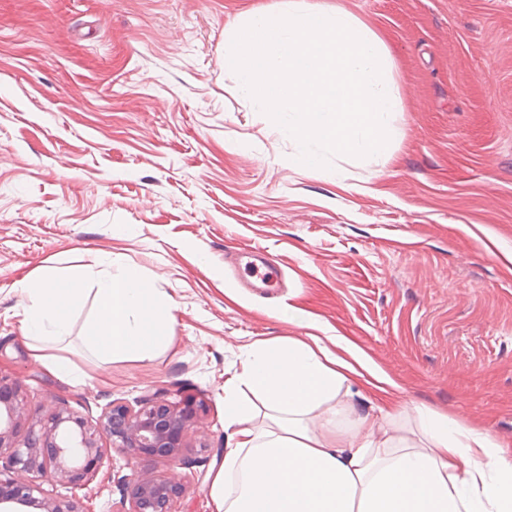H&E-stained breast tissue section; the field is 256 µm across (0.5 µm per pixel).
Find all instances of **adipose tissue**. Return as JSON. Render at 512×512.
I'll list each match as a JSON object with an SVG mask.
<instances>
[{
  "mask_svg": "<svg viewBox=\"0 0 512 512\" xmlns=\"http://www.w3.org/2000/svg\"><path fill=\"white\" fill-rule=\"evenodd\" d=\"M15 319L31 358L49 374H72L56 345L69 336L87 294L95 309L84 340L96 354L145 361L173 340V304L134 269L98 278L35 274L18 280ZM285 317L306 335L246 345L224 382V457L211 474L213 512H512V455L488 432L418 406L388 402L378 415L339 395L371 376L390 378L344 337L311 334L309 316ZM383 438H376V429Z\"/></svg>",
  "mask_w": 512,
  "mask_h": 512,
  "instance_id": "1",
  "label": "adipose tissue"
}]
</instances>
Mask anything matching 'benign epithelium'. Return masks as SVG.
Segmentation results:
<instances>
[{"label": "benign epithelium", "mask_w": 512, "mask_h": 512, "mask_svg": "<svg viewBox=\"0 0 512 512\" xmlns=\"http://www.w3.org/2000/svg\"><path fill=\"white\" fill-rule=\"evenodd\" d=\"M201 411L192 398L148 397L137 409L110 403L95 420L64 403L35 420L17 388L0 377V512H90L81 500L63 499L52 488L91 483L114 450L129 462L200 464L182 457V448ZM118 483L125 490V512H174L186 492L184 485L146 469L121 476Z\"/></svg>", "instance_id": "7a95c632"}]
</instances>
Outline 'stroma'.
<instances>
[{
  "mask_svg": "<svg viewBox=\"0 0 512 512\" xmlns=\"http://www.w3.org/2000/svg\"><path fill=\"white\" fill-rule=\"evenodd\" d=\"M267 2L0 0V376L35 418L202 401L183 451L198 466L151 464L185 485L175 512H212L224 372L254 339L305 335L279 317L291 306L366 352L396 400L512 450V0H327L380 36L402 98L391 154L332 158L340 179L289 167L293 142L224 71L225 30ZM248 246L283 270L268 296L224 266ZM44 267L89 286L137 269L175 303L171 347L93 356L90 296L64 342L75 373L51 376L12 291ZM132 472L112 455L72 495L118 512L114 476Z\"/></svg>",
  "mask_w": 512,
  "mask_h": 512,
  "instance_id": "stroma-1",
  "label": "stroma"
}]
</instances>
